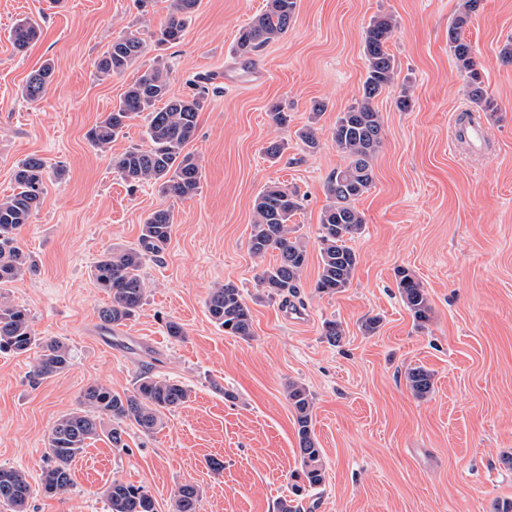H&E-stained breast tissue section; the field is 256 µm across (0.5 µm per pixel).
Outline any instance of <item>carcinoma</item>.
<instances>
[{
	"label": "carcinoma",
	"mask_w": 512,
	"mask_h": 512,
	"mask_svg": "<svg viewBox=\"0 0 512 512\" xmlns=\"http://www.w3.org/2000/svg\"><path fill=\"white\" fill-rule=\"evenodd\" d=\"M199 0H168L167 20L158 32L159 40L180 39L185 18L194 12ZM481 0H464L448 27V46L461 71L466 73L470 101L483 112H495L497 106L483 86L469 42L463 29ZM297 0H267L265 9L242 27L236 43V54L247 58L266 44L282 37L294 18ZM394 30L393 18L387 14L374 16L363 34L366 64L361 100L340 113L332 132L344 164L334 170L326 182L328 203L320 218V261L317 292L335 294L348 288L358 265V255L351 242L365 226L355 201L367 193L374 182L373 161L382 147L383 122L373 100L395 82V60L388 49ZM39 24L33 20L18 23L10 34L16 52L23 53L38 38ZM146 51L143 39L129 35L111 42L95 63L98 76L123 73ZM54 74V65L46 60L31 72L22 87L29 100L40 98ZM205 89L185 97L170 95V71L157 65L145 71L131 84L119 103L88 132L91 144L105 152L123 134L128 122L144 117L147 145H135L112 160L113 168L132 185L149 184L165 197L190 199L200 190L201 166L187 147L196 138L199 112L203 108ZM163 106L158 107L156 103ZM326 105L312 107L310 124L299 132L309 149L319 141L317 124ZM48 176L46 163L28 156L17 163L15 189L0 199V352L23 354L38 349L33 365L36 378L52 377L71 365L69 349L55 339H44L32 328L29 311L10 299L9 285L35 271L36 264L18 243V232L31 223L39 208ZM301 209L298 194L276 183L265 186L253 202L254 220L249 251L256 258L278 251L279 259L265 268L258 285L271 298L288 303V297L299 288L307 263L306 247L297 235L292 218ZM174 213L159 208L147 215L138 244L120 252L108 251L94 263L91 277L109 297L99 310L103 326L112 329L127 325L142 308L146 288L141 276L145 262L156 258L169 241ZM397 287L402 302L418 325L430 319V300L422 282L402 269L397 273ZM210 318L224 333L248 338L252 335V311L237 285L227 282L211 288L206 299ZM406 385L413 396L425 398L434 389L433 374L423 366H415L406 374ZM287 399L294 411L295 428L301 463L300 478L314 489L323 484L325 467L322 449L313 430V398L301 383L290 381ZM190 390L165 377L144 373L133 389L120 396L103 384L87 388L78 406L58 418L48 434V462L42 469L41 489L49 496L63 497L72 487L71 464L88 442L105 436L114 448H126L123 435L129 426L144 434H153L162 425L163 416L188 401ZM0 503L12 512H27L33 493L29 475L16 468H0ZM110 512H157L154 499L142 488L113 481L106 490ZM202 490L195 484H183L175 491L172 512H196Z\"/></svg>",
	"instance_id": "obj_1"
}]
</instances>
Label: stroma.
Instances as JSON below:
<instances>
[{
    "instance_id": "35a3bbf8",
    "label": "stroma",
    "mask_w": 512,
    "mask_h": 512,
    "mask_svg": "<svg viewBox=\"0 0 512 512\" xmlns=\"http://www.w3.org/2000/svg\"><path fill=\"white\" fill-rule=\"evenodd\" d=\"M266 0H200L175 43H157L167 0H0V198L11 194L16 164L30 155L66 174L48 180L41 205L19 234L36 262L12 284L15 304L30 312L38 336L65 343L72 366L32 377L33 353H0V466L38 482L52 424L76 408L89 386L129 392L145 372L186 386L188 402L151 435L129 427L126 449L104 438L76 457L65 498L34 491L28 512H109L105 491L118 480L142 487L158 512H170L179 484L198 485V512H278L299 471L294 412L285 386L313 396L315 435L326 479L300 498L301 512H492L512 500V0H482L464 30L485 87L498 109L478 113L467 79L448 48V25L461 0H297L281 38L251 61L235 54L240 29ZM391 15L388 48L397 65L392 88L378 96L383 144L372 188L355 203L365 220L352 246L359 256L345 291H316L319 224L329 174L343 163L332 138L339 112L361 98L366 67L363 31ZM35 19L39 38L26 53L9 33ZM136 35L148 52L122 74L99 78L94 63L116 38ZM55 73L43 97L21 89L45 60ZM171 72L170 93L208 92L189 146L202 169L193 198L172 200L155 187L129 188L113 158L144 142V120L101 152L88 130L110 112L149 67ZM267 72L251 83L248 70ZM409 88L412 106L395 99ZM326 110L319 147L297 136L314 102ZM288 106L279 126L272 104ZM480 114L483 147L461 136L462 118ZM286 144L269 159L271 141ZM297 191L293 222L307 244V264L290 305L257 285L262 266L249 251L253 201L270 183ZM172 208L175 224L160 257L143 267L146 299L117 329L102 327L106 293L91 267L107 250L137 244L146 216ZM419 278L432 306L417 326L396 280ZM235 283L253 315V334L225 335L206 299L218 283ZM380 317L371 336L361 330ZM345 337L331 345L327 321ZM185 334L174 338L168 322ZM111 335V346L99 338ZM434 375L429 396L414 397L405 374ZM222 462L212 470L209 459Z\"/></svg>"
}]
</instances>
